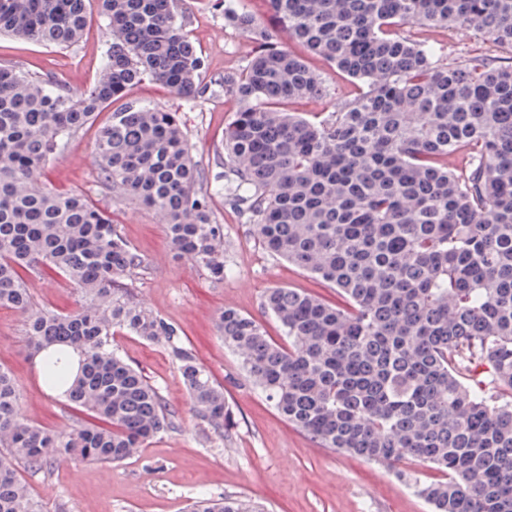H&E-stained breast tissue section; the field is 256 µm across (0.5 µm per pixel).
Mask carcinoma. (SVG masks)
I'll use <instances>...</instances> for the list:
<instances>
[{
  "label": "carcinoma",
  "instance_id": "obj_1",
  "mask_svg": "<svg viewBox=\"0 0 512 512\" xmlns=\"http://www.w3.org/2000/svg\"><path fill=\"white\" fill-rule=\"evenodd\" d=\"M89 2L0 0V35L68 47ZM221 2L254 43L224 75L238 104L224 170L198 164L176 113L128 102L98 130L100 188L153 212L176 252L222 281L224 225L199 184L220 186L267 253L338 297L268 289L276 339L220 312L216 329L249 381L321 447L395 468L432 512H512V0H268L273 26ZM101 12L106 50L86 88L0 63V307L27 316L45 385L88 416L68 431L24 420L0 365V512H46L22 466L123 462L175 426L114 348L117 332L165 345L195 414L221 436L231 423L224 387L177 327L130 295L126 279L148 259L83 193L41 179L129 87L148 80L191 101L209 88L177 0H101ZM406 25L474 27L511 55L448 64ZM312 59L363 86L313 119L291 111L325 93ZM47 272L83 304L37 306L31 280ZM190 512L263 508L202 496Z\"/></svg>",
  "mask_w": 512,
  "mask_h": 512
}]
</instances>
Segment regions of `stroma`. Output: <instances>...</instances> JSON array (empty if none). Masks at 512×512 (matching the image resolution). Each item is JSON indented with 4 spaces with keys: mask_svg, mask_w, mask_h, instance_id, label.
Returning a JSON list of instances; mask_svg holds the SVG:
<instances>
[{
    "mask_svg": "<svg viewBox=\"0 0 512 512\" xmlns=\"http://www.w3.org/2000/svg\"><path fill=\"white\" fill-rule=\"evenodd\" d=\"M186 29L209 61L211 86L197 101H188L151 82L133 86L130 100L176 112L203 167L218 170L215 153L231 121L236 102L224 94L225 74L244 65L253 44L224 19L213 0H180ZM105 25L99 7H92L89 24L74 45L58 49L23 39L0 38V62L60 77L71 90H82L93 78L105 51ZM413 38L433 44L437 53L456 62L492 52L488 38L472 28L411 29ZM327 94L295 103L297 112H331L352 91L349 80L315 61ZM108 112L75 136L45 169L44 183L55 189H76L110 212L125 238L152 266L133 284L135 299L176 325L198 361L223 385L232 425L224 438L211 436L208 425L192 410L177 363L160 344L135 336H120L121 356L142 370L175 415L176 426L161 432L135 458L114 464L72 460L52 472L28 469L24 478L35 488L47 512H184L188 503L245 496L265 512H429L423 499L381 464L323 448L286 422L264 395L242 375L234 354L216 331V319L232 307L279 330L263 307L266 289L301 288L328 299L336 292L296 266L272 257L258 245L251 225L214 197V215L224 226L230 273L212 279L190 260L176 255L165 227L152 212L118 201L101 191L94 164L97 131ZM25 314L0 309V364L12 369L19 388V408L25 420L49 428H72L80 412L65 408L57 393L43 383L38 365L27 356Z\"/></svg>",
    "mask_w": 512,
    "mask_h": 512,
    "instance_id": "1",
    "label": "stroma"
}]
</instances>
